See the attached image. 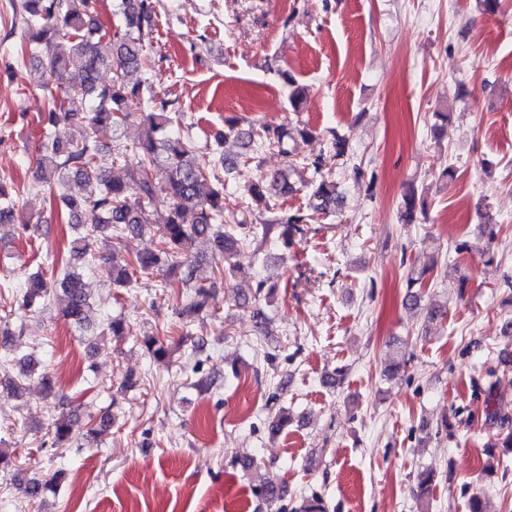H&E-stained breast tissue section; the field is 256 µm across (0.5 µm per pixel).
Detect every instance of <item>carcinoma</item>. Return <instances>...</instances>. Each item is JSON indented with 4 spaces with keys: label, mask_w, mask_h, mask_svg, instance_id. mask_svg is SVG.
Masks as SVG:
<instances>
[{
    "label": "carcinoma",
    "mask_w": 512,
    "mask_h": 512,
    "mask_svg": "<svg viewBox=\"0 0 512 512\" xmlns=\"http://www.w3.org/2000/svg\"><path fill=\"white\" fill-rule=\"evenodd\" d=\"M98 0H18L14 4L15 16L23 27V49L41 54L37 68L41 75L33 86L48 99L46 121L47 142L39 159L36 186L54 192L66 190L70 181L97 179L101 190L94 197L72 194L62 196L63 206L70 224H82L92 216L86 234L73 240L70 248L69 268L63 277L53 281L37 271L27 276L22 287L12 291L18 309L36 311L55 300L60 302L63 316L80 326L86 319L90 293L81 273V265L88 254L89 240L97 232L112 230L113 234L140 232L156 226L159 235L158 253L139 254L127 258L118 253L106 258L112 268V285L123 288L131 284L135 274H151L162 266L174 274L183 267L186 245L201 236L212 240L215 257L224 266H212L204 277H198L190 268L184 280L186 292L182 294L178 315L183 326H188L215 299L216 288L226 276V267L245 242L243 224L221 227L224 216V180L209 165L196 156L193 142L173 130L174 101L149 87L128 84L123 73L128 67L141 65L140 46L144 29L151 27L156 15V0H120V21L110 32L103 31L94 19ZM112 41V70L110 83L99 84L100 69L107 60L98 50L104 38ZM70 44L66 55L55 52L57 43ZM88 98L83 112L66 105L58 93L61 87ZM142 118V132L138 140L116 149V162L126 155L137 158L136 166L126 170L122 177L109 175L107 160L101 155L95 133L99 127H119L131 114ZM248 145L259 150L277 147L285 154L290 134L283 127L264 124L247 133ZM324 157L302 161L303 168L311 171L307 181L316 200L313 209L325 213L336 205V182L323 174ZM288 193L291 184L288 175L279 174L268 183L259 178L244 186L250 203L260 211L273 214L261 225V241L271 240L274 229L278 237L288 241L294 234L304 233L308 217L301 211L276 210L271 192ZM165 196L170 205L165 214L153 210L157 197ZM14 219L11 190L0 182V223ZM143 344L149 357L158 363L167 362L169 351L158 336H145ZM45 435L51 447L60 448L71 439L70 415L62 414L47 423ZM64 473L57 472L48 480L31 478L25 482V493L30 498L42 495L47 486L58 485ZM434 475L422 472L413 496L429 499Z\"/></svg>",
    "instance_id": "1"
}]
</instances>
